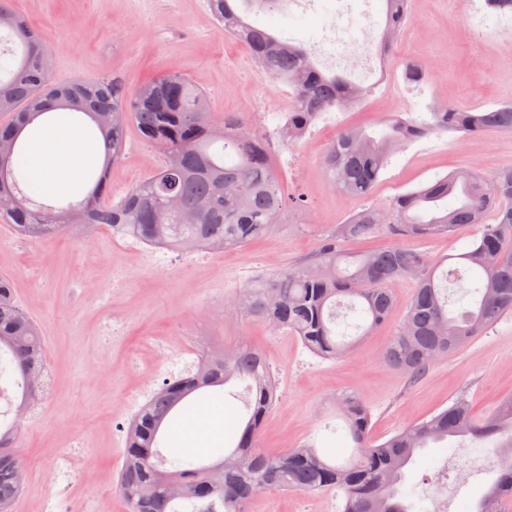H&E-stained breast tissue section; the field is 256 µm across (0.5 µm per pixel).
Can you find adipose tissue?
<instances>
[{
	"label": "adipose tissue",
	"instance_id": "1",
	"mask_svg": "<svg viewBox=\"0 0 512 512\" xmlns=\"http://www.w3.org/2000/svg\"><path fill=\"white\" fill-rule=\"evenodd\" d=\"M90 119L75 112H49L27 125L20 140L30 186L42 197L66 196L82 187L102 161Z\"/></svg>",
	"mask_w": 512,
	"mask_h": 512
}]
</instances>
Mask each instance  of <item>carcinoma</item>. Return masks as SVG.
Here are the masks:
<instances>
[{"label":"carcinoma","mask_w":512,"mask_h":512,"mask_svg":"<svg viewBox=\"0 0 512 512\" xmlns=\"http://www.w3.org/2000/svg\"><path fill=\"white\" fill-rule=\"evenodd\" d=\"M274 7L283 0H208L224 34L247 44L255 62L276 82L291 88L295 106L288 113L286 142L319 117L346 112L372 87L348 76L328 75L301 45L285 42L247 21L239 3ZM408 0H386L381 44L392 43L410 24ZM10 45L0 48V214L33 240L64 233L72 224H110L142 244L191 250L207 241L239 248L279 223L286 201L269 164L264 140L227 116L216 123L206 93L180 75L148 81L133 94L118 82L74 79L53 83L44 64L49 55L39 33L29 29L0 0V33ZM53 107L89 115L103 134L106 170L90 173L88 190L41 201L28 192L23 153L16 134ZM135 123L142 138L164 155L160 168L108 203L112 191L107 168L119 163L126 128ZM512 132V102L494 110L448 105L427 107V117H390L367 126L340 130L325 155L329 182L338 191L368 196L395 153L432 133ZM466 224L482 225L468 251L434 259L406 241L448 236ZM388 232L401 243L350 257L341 242ZM476 275L477 299L455 313L449 309L448 283ZM409 278L414 291L402 322L383 357L412 377L424 374L512 312V168L490 177L461 169L396 196L386 207L354 214L324 239L309 262L261 281L232 301L230 310L262 318L297 336L315 356L336 359L352 353L360 337L337 330V309L359 314L355 328L368 335L383 325L394 303L388 285ZM41 329L15 302L7 278L0 276V383L8 385L44 370ZM247 383L248 418L234 447L209 464L201 456L175 454L158 460L165 423L190 399L224 402V387ZM275 400V386L263 354L243 344L224 355L207 357L196 370L151 392L134 415L122 450L118 483L130 512H172L170 484L184 491L193 512H245L259 491L342 493L341 512H427L402 491L405 469L419 451L450 438H468L498 454V476L475 512H498L512 497V397L489 413L474 414L463 397L428 418L399 429L381 443L370 437V413L353 395L336 397L351 459L334 464L312 443L278 454L257 448L258 434ZM16 424L0 431V512H13L22 487L13 484L20 467Z\"/></svg>","instance_id":"cac0c4a2"}]
</instances>
